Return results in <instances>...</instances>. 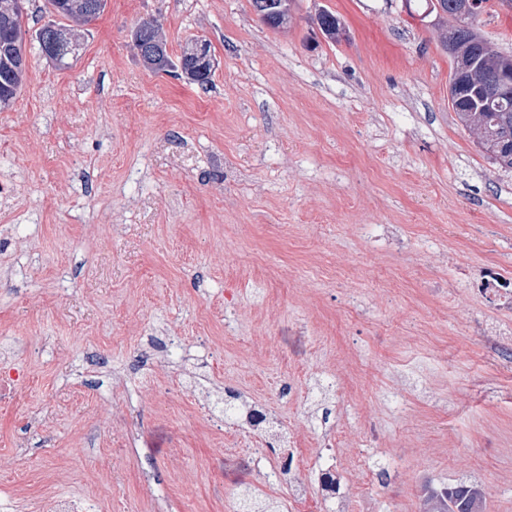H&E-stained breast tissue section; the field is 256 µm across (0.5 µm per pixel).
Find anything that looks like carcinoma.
<instances>
[{
    "label": "carcinoma",
    "instance_id": "1",
    "mask_svg": "<svg viewBox=\"0 0 512 512\" xmlns=\"http://www.w3.org/2000/svg\"><path fill=\"white\" fill-rule=\"evenodd\" d=\"M293 0H267L268 27L283 26L282 3ZM425 16L435 15L441 30V43H454L467 50L465 61L452 57V72L466 66L464 88L455 96L456 113L461 125L475 134L486 154L496 163L512 169V96L506 97L492 85L500 71L512 70V56L502 54L476 30L475 21L486 7V0H471L466 21L458 20L464 0H423ZM10 0H0V97L16 99L25 78V34L23 25L9 19ZM44 27L55 29L54 54L60 66L79 54L81 33L67 25L50 21ZM427 512H482L483 497L473 485L430 488L425 493Z\"/></svg>",
    "mask_w": 512,
    "mask_h": 512
}]
</instances>
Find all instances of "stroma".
Wrapping results in <instances>:
<instances>
[{
  "mask_svg": "<svg viewBox=\"0 0 512 512\" xmlns=\"http://www.w3.org/2000/svg\"><path fill=\"white\" fill-rule=\"evenodd\" d=\"M145 20L171 58L208 44V87L144 65ZM476 26L512 55V5ZM27 59L0 111V367L24 375L0 401V512H238L249 490L271 512H422L460 482L512 512V351L472 289L512 269V169L460 125L430 20L296 0L274 30L251 0H106L68 66ZM264 402L270 436L240 445Z\"/></svg>",
  "mask_w": 512,
  "mask_h": 512,
  "instance_id": "35a3bbf8",
  "label": "stroma"
}]
</instances>
